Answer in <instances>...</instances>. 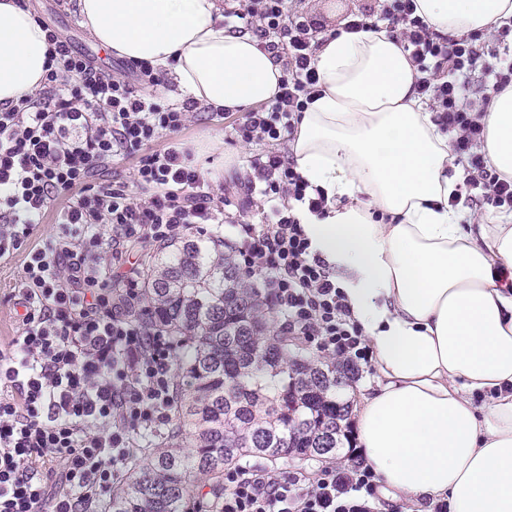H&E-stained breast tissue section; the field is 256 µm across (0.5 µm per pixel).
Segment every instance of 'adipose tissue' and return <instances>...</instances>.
<instances>
[{
	"label": "adipose tissue",
	"mask_w": 512,
	"mask_h": 512,
	"mask_svg": "<svg viewBox=\"0 0 512 512\" xmlns=\"http://www.w3.org/2000/svg\"><path fill=\"white\" fill-rule=\"evenodd\" d=\"M76 8L100 45L165 70L180 99L236 111L277 91L279 64L225 29L223 0ZM418 13L460 37L512 17V0H418ZM46 48L33 14L0 0V103L39 88ZM316 65L323 94L290 151L328 213L295 214L374 353L379 386L354 410L360 452L392 496L512 512V219L466 224L449 209L462 168L385 30L327 36ZM484 123L490 164L512 177V87Z\"/></svg>",
	"instance_id": "1"
}]
</instances>
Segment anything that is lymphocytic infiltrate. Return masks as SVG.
<instances>
[{"label":"lymphocytic infiltrate","mask_w":512,"mask_h":512,"mask_svg":"<svg viewBox=\"0 0 512 512\" xmlns=\"http://www.w3.org/2000/svg\"><path fill=\"white\" fill-rule=\"evenodd\" d=\"M224 26L253 35L283 71L274 98L231 124L252 147L238 204L178 140L195 115L215 120L217 110L192 99L164 104L168 76L150 62L107 73L49 26L40 88L0 104V261L25 256L8 295L20 313L0 342V512H108L144 431L172 424L180 344L140 322L144 247L193 232L220 243L224 223H234L239 270L263 290L279 334L355 371L369 361L361 324L294 214L299 204L319 216L327 207L286 150L320 93L322 42L290 0H224ZM378 26L405 52L418 97L466 173L449 206L512 213V177L483 150V118L512 86V57H494L489 40L512 38V19L494 34L458 38L436 32L416 0H378L343 29ZM126 159L131 175H112ZM255 207L257 224L248 218ZM51 211L58 229L37 241ZM378 488L355 452L312 478L240 464L224 474L217 512H374Z\"/></svg>","instance_id":"1"}]
</instances>
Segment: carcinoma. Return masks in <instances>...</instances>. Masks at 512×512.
I'll list each match as a JSON object with an SVG mask.
<instances>
[{
	"mask_svg": "<svg viewBox=\"0 0 512 512\" xmlns=\"http://www.w3.org/2000/svg\"><path fill=\"white\" fill-rule=\"evenodd\" d=\"M143 285L147 324L181 343L174 422L112 491L111 512H201L232 464L344 447L346 370L271 333L232 257L187 239L148 263Z\"/></svg>",
	"mask_w": 512,
	"mask_h": 512,
	"instance_id": "carcinoma-1",
	"label": "carcinoma"
}]
</instances>
